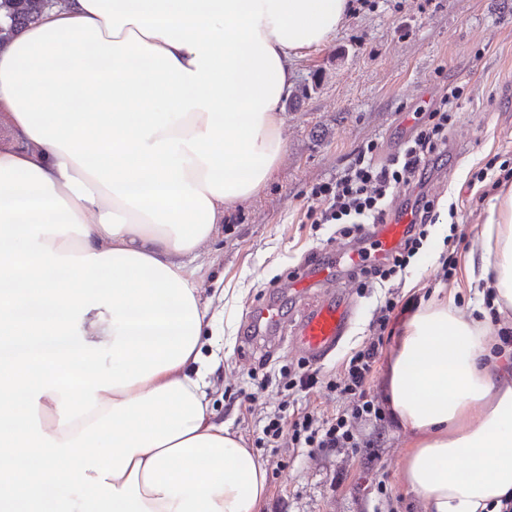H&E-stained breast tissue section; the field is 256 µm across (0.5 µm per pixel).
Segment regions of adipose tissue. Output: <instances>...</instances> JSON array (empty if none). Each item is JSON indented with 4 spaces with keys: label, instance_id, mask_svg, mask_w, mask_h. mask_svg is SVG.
Masks as SVG:
<instances>
[{
    "label": "adipose tissue",
    "instance_id": "1",
    "mask_svg": "<svg viewBox=\"0 0 512 512\" xmlns=\"http://www.w3.org/2000/svg\"><path fill=\"white\" fill-rule=\"evenodd\" d=\"M351 0H58L0 45V512H262L267 471L209 396L192 259L285 152L295 58ZM474 305L512 308V183L487 202ZM453 297L388 370L423 512L512 497V372ZM111 368H104V356Z\"/></svg>",
    "mask_w": 512,
    "mask_h": 512
}]
</instances>
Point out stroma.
Listing matches in <instances>:
<instances>
[{
  "instance_id": "35a3bbf8",
  "label": "stroma",
  "mask_w": 512,
  "mask_h": 512,
  "mask_svg": "<svg viewBox=\"0 0 512 512\" xmlns=\"http://www.w3.org/2000/svg\"><path fill=\"white\" fill-rule=\"evenodd\" d=\"M449 83L464 94L448 149L423 191L455 209L431 227L401 293H454L466 317L473 313L468 270L450 282L440 272L451 252L465 257L486 247L487 201L474 174L486 170L492 182L512 169V0H369L327 45L298 59L291 91L299 99L282 112L284 156L264 188L231 206L223 237L204 245L196 260L204 294L214 299V340L226 355L210 395L218 418L239 436L253 427L244 399L257 390L251 371L263 365L277 373L301 360L286 341L257 339L243 349L251 308L269 286H286L290 270L344 243L334 225L304 223L312 187L339 178L367 143H376L382 158L396 152ZM384 294L379 287L354 293L357 315L340 347L317 363L321 375L364 346ZM374 432L378 447L350 457L258 449L269 481L264 512H383L388 497L397 512H417L416 497L399 484L412 436L390 417Z\"/></svg>"
}]
</instances>
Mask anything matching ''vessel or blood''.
<instances>
[{
  "label": "vessel or blood",
  "mask_w": 512,
  "mask_h": 512,
  "mask_svg": "<svg viewBox=\"0 0 512 512\" xmlns=\"http://www.w3.org/2000/svg\"><path fill=\"white\" fill-rule=\"evenodd\" d=\"M412 219L410 208H402L391 222L381 225L373 252L344 248L331 252L319 263L294 269L288 277L290 292L305 306L297 320L287 321L278 295H270L253 311L252 329L258 336L289 338L302 357L311 363L323 361L344 341L356 316V305L346 290H337L327 300L307 303L311 288L331 284L337 274H349L369 265L371 256L388 257L402 240Z\"/></svg>",
  "instance_id": "vessel-or-blood-1"
}]
</instances>
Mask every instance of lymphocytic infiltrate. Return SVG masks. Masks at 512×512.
Segmentation results:
<instances>
[{"label": "lymphocytic infiltrate", "instance_id": "f902f5d3", "mask_svg": "<svg viewBox=\"0 0 512 512\" xmlns=\"http://www.w3.org/2000/svg\"><path fill=\"white\" fill-rule=\"evenodd\" d=\"M463 92L460 86L449 88L400 151L386 163L374 162L372 155L376 147L369 143L358 151L353 163L338 179L316 184L311 196L318 205L307 209L306 220L313 224L335 225L337 235L351 240L362 239L366 225L387 223L390 217L387 199L393 189L422 185L431 157L440 154L447 146L448 127ZM412 211L414 219L405 239L385 263L353 274L352 279L360 291L403 275L422 248L430 226L438 220L436 205L427 195L420 194L412 203ZM399 303L398 289H388L373 312L368 342L363 348L344 356L328 382H321L318 372L303 366L285 372V390L306 392L322 383L328 391L339 393L346 399L345 408L331 416L305 411L294 413L288 419L277 411L265 413L262 435L255 441L257 447L286 445L353 452L372 445L373 439L365 427L368 423L383 420L386 410L382 401L371 396L370 382L385 333Z\"/></svg>", "mask_w": 512, "mask_h": 512}]
</instances>
